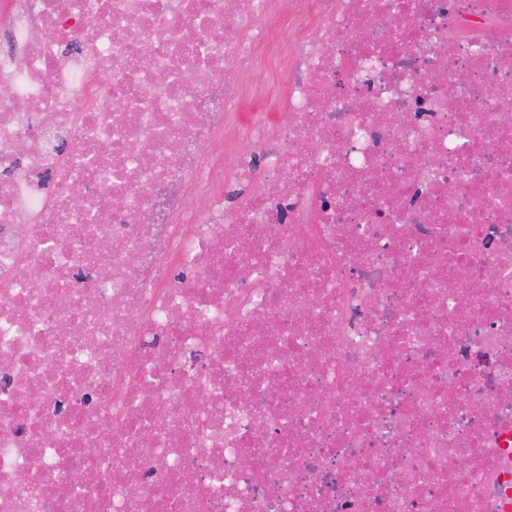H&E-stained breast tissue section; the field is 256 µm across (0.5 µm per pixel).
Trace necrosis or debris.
<instances>
[{
  "mask_svg": "<svg viewBox=\"0 0 512 512\" xmlns=\"http://www.w3.org/2000/svg\"><path fill=\"white\" fill-rule=\"evenodd\" d=\"M2 29L0 512H503L512 0H0ZM262 61L274 129L233 119Z\"/></svg>",
  "mask_w": 512,
  "mask_h": 512,
  "instance_id": "4bbe7bcc",
  "label": "necrosis or debris"
}]
</instances>
